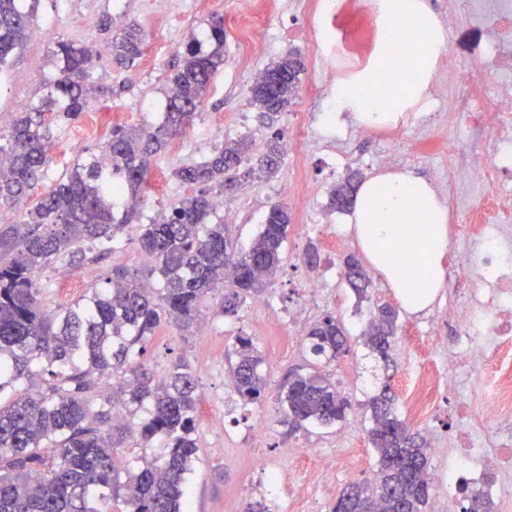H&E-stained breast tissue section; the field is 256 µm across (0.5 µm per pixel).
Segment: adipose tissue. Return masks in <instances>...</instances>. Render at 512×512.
I'll return each mask as SVG.
<instances>
[{
	"label": "adipose tissue",
	"instance_id": "adipose-tissue-1",
	"mask_svg": "<svg viewBox=\"0 0 512 512\" xmlns=\"http://www.w3.org/2000/svg\"><path fill=\"white\" fill-rule=\"evenodd\" d=\"M421 25L428 38L408 35ZM378 42L369 64L337 78L330 98L361 128L397 127L422 100L435 71L444 29L427 0H382L375 15ZM401 90L383 93L385 79ZM361 253L412 313L428 308L446 280L448 207L424 179L404 172L366 179L348 218Z\"/></svg>",
	"mask_w": 512,
	"mask_h": 512
}]
</instances>
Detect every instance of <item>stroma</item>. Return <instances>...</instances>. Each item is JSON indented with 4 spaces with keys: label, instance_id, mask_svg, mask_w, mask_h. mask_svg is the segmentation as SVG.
<instances>
[{
    "label": "stroma",
    "instance_id": "35a3bbf8",
    "mask_svg": "<svg viewBox=\"0 0 512 512\" xmlns=\"http://www.w3.org/2000/svg\"><path fill=\"white\" fill-rule=\"evenodd\" d=\"M303 0H267L265 24L260 36L261 46L251 56L238 50L239 32L233 17L239 11V0H212L209 13L198 14L192 0H41L34 33L0 73V127H7L20 102L32 101L51 72L47 61L57 42L77 45L89 42L101 46L94 78L111 83L112 98L94 101L91 111H112L120 114L125 127H148L158 122L165 109L161 88L177 62L178 47L189 29H201L208 14L224 17L226 33L224 66L214 76L199 114L189 132L193 146L175 151L167 147L156 158L149 175V186L140 207L142 221L158 217L171 209L178 196L189 195L191 187L180 186L173 176L174 168L202 160L216 145L202 139L201 133L216 122H223L225 139H247L250 150L240 169L247 172L242 186L224 192L225 208L234 212L230 224L232 239L245 248L259 232L271 206L287 207L292 223L282 251L280 268L263 293L267 301L258 311L252 302H244L236 316L219 312V298H205L202 318L205 330L184 332L170 327L160 331L148 344L144 363L164 376L177 359H185L198 379L200 395L196 414L198 459L188 482L189 512H242L245 502L271 506L275 497H293L304 491L300 512H332L336 500L349 482L371 479L376 457L365 429L368 416L363 402L373 380L388 382L396 395H403L405 380L421 357L438 352L439 347L430 329L432 319H443L440 333L453 336L447 326L448 307L461 301L465 281L446 282L433 304L424 311L401 310L400 300L380 275H373L370 300L361 301L345 282L344 260L357 254L353 236L346 230L347 214L331 211L326 197L320 198L319 210L324 222H335L340 237L305 233L302 216L280 188L284 184L307 180L332 190L353 171L369 176L389 168L406 171L425 179L434 172H447L448 161L457 153L478 152L491 155L493 141L489 132L476 130L459 136L448 117V99L454 85L447 69H440L420 111L410 113L402 125L401 140L392 141L387 131L359 133L351 122H341L338 129L326 131L324 117L328 109V88L314 89L309 72H302L299 93L286 111L264 113L249 102L250 88L257 75L273 60L288 52L300 54L304 64H311L310 48L298 38L306 19ZM111 16L113 33H121L127 25L141 26L146 35L144 52L155 55L154 66L138 62L131 68L111 65L106 52L107 41L98 25L103 16ZM175 19V26L162 27V18ZM41 60L40 69H33V60ZM308 124L312 137L298 155L283 154L277 171L271 175L259 172L258 164L274 135L288 136L297 121ZM102 143L96 139H78L73 127L56 131L52 142V176L62 178L72 166L89 154L100 152ZM343 156L339 168L329 169L327 154ZM138 225H130L108 256L98 263H73L60 259L40 270L36 279L43 290L47 307L54 308L75 302L92 289H104L113 267L142 270L148 265L138 248ZM319 255L317 266L306 264L309 250ZM335 270L333 278L316 301H308L305 290L310 281ZM387 303L399 308L398 330L391 352L392 360L385 369H373L372 359L358 340L370 313L372 303ZM326 315L341 320L351 334L349 351L338 360L321 367L320 373L333 382L352 404L347 419L332 429H292L285 408L276 392L288 373L304 365V339L309 326ZM251 337L261 351L271 389L261 403L245 404L235 393L228 370L227 354L235 337ZM457 385L444 393L435 413L420 421L419 429L430 444L439 446L432 455L430 471L434 481L448 474V442L463 435L466 413L472 401L471 374L459 369L454 373ZM266 433L264 447H254V431ZM308 445L314 454L335 457L344 449V460L350 477L335 480L318 488L303 489L312 460H299L293 448Z\"/></svg>",
    "mask_w": 512,
    "mask_h": 512
}]
</instances>
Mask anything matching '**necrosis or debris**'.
Returning a JSON list of instances; mask_svg holds the SVG:
<instances>
[{
  "label": "necrosis or debris",
  "instance_id": "obj_1",
  "mask_svg": "<svg viewBox=\"0 0 512 512\" xmlns=\"http://www.w3.org/2000/svg\"><path fill=\"white\" fill-rule=\"evenodd\" d=\"M448 16L487 19L496 30L486 43L476 70H465L452 40H445L441 57L454 81L453 117L463 132L481 128L490 132L495 156L483 162L462 159L448 174V195L457 197L461 185L483 183L491 191L470 209L457 233L477 244L466 267L491 273L467 291L465 314L453 317L459 336L454 359L459 364L493 366L491 379L476 377L478 400L467 413V430L457 439L455 468L444 483L443 497H454L460 483L477 487L486 498H512V192L501 189L512 176V92L483 96L479 83L512 74V0H449ZM305 39L313 61L327 66L353 55L358 26L338 20L336 0H316L307 14ZM439 363L419 367L405 389L404 408L417 420L428 418L446 386Z\"/></svg>",
  "mask_w": 512,
  "mask_h": 512
}]
</instances>
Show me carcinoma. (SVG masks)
<instances>
[{"label":"carcinoma","mask_w":512,"mask_h":512,"mask_svg":"<svg viewBox=\"0 0 512 512\" xmlns=\"http://www.w3.org/2000/svg\"><path fill=\"white\" fill-rule=\"evenodd\" d=\"M39 0H0V73L32 32ZM138 25L112 37V61L133 65L143 54ZM167 78L162 121L145 128L115 125L102 153L76 164L41 195L28 219L0 224V512H102L119 502L123 512H186V480L198 451V383L189 363L176 360L163 379L143 358L147 344L164 326L186 330L199 320L207 294L221 292L220 313L234 315L249 296L262 294L278 270L291 218L274 205L248 249L236 251L226 225L209 224L213 196L206 187L232 190L241 185L237 170L249 151L245 139L224 142L205 160L183 165L173 175L199 190L178 200L170 213L140 225L137 244L148 258L144 271L114 267L110 287L68 306L47 310L35 273L63 257L87 259L97 246L98 262L137 213L152 159L193 124L212 77L224 66V17L215 14L202 37L186 40ZM55 71L41 96L0 129V207L37 192L49 177L53 129L78 122L89 102L112 96V84L92 82L95 55L86 47L59 41L52 53ZM304 62L289 52L271 62L250 90L251 103L266 112L292 105ZM273 140L261 171L278 166ZM353 177L336 185L329 207H348ZM347 279L359 300L368 280L360 261ZM157 279L159 288L149 286ZM398 313L386 304L370 314L363 343L376 357H389ZM311 356L329 363L348 351L344 325L327 315L308 333ZM232 385L246 404L263 400L270 382L261 351L248 336L235 337ZM118 375L112 393L99 383ZM24 382L40 384L34 395L6 399ZM126 412L144 410L139 433L144 444L161 440L159 455H144L137 472L121 478L114 448L129 432L124 417L112 415V400ZM293 426H333L346 419L350 400L331 381L298 370L280 391ZM366 434L376 455L370 482H353L333 512H426L434 490L426 438L411 429L396 407L389 385L367 397Z\"/></svg>","instance_id":"obj_1"}]
</instances>
